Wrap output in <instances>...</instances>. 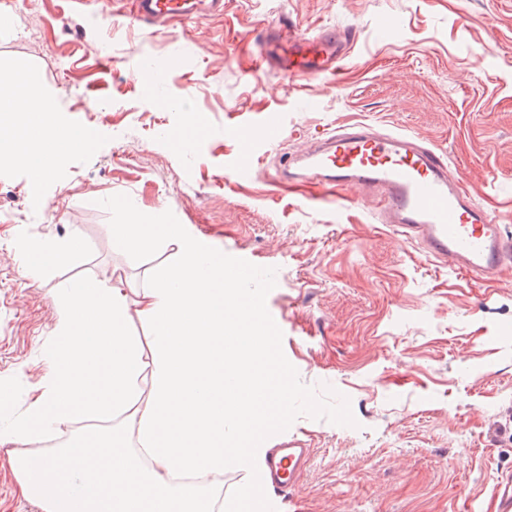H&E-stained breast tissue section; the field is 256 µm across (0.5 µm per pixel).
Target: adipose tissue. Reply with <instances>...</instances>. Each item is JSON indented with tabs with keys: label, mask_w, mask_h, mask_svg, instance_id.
<instances>
[{
	"label": "adipose tissue",
	"mask_w": 512,
	"mask_h": 512,
	"mask_svg": "<svg viewBox=\"0 0 512 512\" xmlns=\"http://www.w3.org/2000/svg\"><path fill=\"white\" fill-rule=\"evenodd\" d=\"M54 102L32 74L0 81V169L50 178L58 156L94 143L88 131L56 124ZM113 225L122 253L172 245L176 256L137 287L94 277L70 282L54 299L50 366L26 413L0 442H25L94 420L55 454L13 458L24 496L41 512H222L214 476L264 451L267 434L293 403L287 376L268 365L269 341L254 292L226 272L222 253L181 225L146 221L126 203ZM79 237L24 250L30 276L81 254ZM139 320L144 335L131 330Z\"/></svg>",
	"instance_id": "adipose-tissue-1"
}]
</instances>
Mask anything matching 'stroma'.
<instances>
[{"mask_svg": "<svg viewBox=\"0 0 512 512\" xmlns=\"http://www.w3.org/2000/svg\"><path fill=\"white\" fill-rule=\"evenodd\" d=\"M10 2L0 72L34 73L58 123L95 139L47 180L0 170V389L14 415L48 370L58 290L139 280L171 255L114 250L118 206L133 202L262 273L271 362L295 392L273 430L310 450L283 512H493L512 473V268L480 282L378 223L355 189L283 183L277 166L362 120L424 139L485 209L512 210V0H224L222 15L163 30L131 19L129 0ZM278 21L358 36L337 73L291 79L256 68ZM150 66L169 69L166 86L142 84ZM73 233L81 256L26 274L23 242ZM20 447L0 444V512H40L12 470Z\"/></svg>", "mask_w": 512, "mask_h": 512, "instance_id": "obj_1", "label": "stroma"}]
</instances>
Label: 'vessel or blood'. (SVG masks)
<instances>
[{
    "label": "vessel or blood",
    "instance_id": "vessel-or-blood-1",
    "mask_svg": "<svg viewBox=\"0 0 512 512\" xmlns=\"http://www.w3.org/2000/svg\"><path fill=\"white\" fill-rule=\"evenodd\" d=\"M223 10V0H135L133 17L161 26ZM355 38V31L328 29L287 39L271 23L263 30L257 65L287 76L324 74L337 69ZM298 162L306 180L351 186L362 199L378 201V222L397 227L431 258L486 280L512 262V237L501 218L473 201L441 151L411 134L346 123L326 132ZM307 459V449L285 442L267 450L255 481L272 490L294 488Z\"/></svg>",
    "mask_w": 512,
    "mask_h": 512
}]
</instances>
